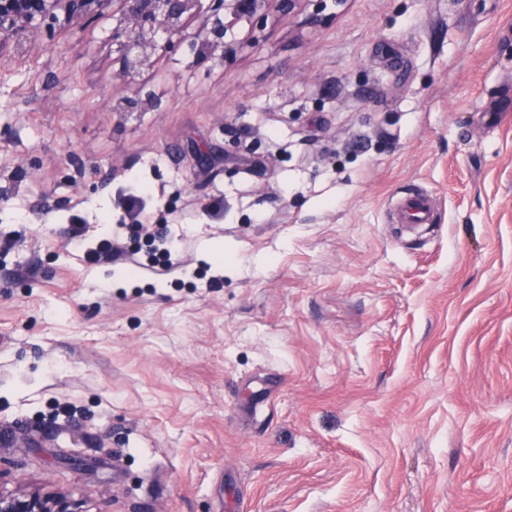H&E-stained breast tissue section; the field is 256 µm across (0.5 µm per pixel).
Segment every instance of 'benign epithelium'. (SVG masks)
<instances>
[{
    "label": "benign epithelium",
    "mask_w": 512,
    "mask_h": 512,
    "mask_svg": "<svg viewBox=\"0 0 512 512\" xmlns=\"http://www.w3.org/2000/svg\"><path fill=\"white\" fill-rule=\"evenodd\" d=\"M125 15L124 34L129 50L125 67L116 79L133 81L151 62L146 35L176 34L182 17L196 0H120ZM271 0H236L232 20L261 18ZM112 0H0V52L6 47L23 55L31 43L53 39L55 26H84L104 16ZM0 512H82L69 496L60 493L4 494Z\"/></svg>",
    "instance_id": "benign-epithelium-1"
}]
</instances>
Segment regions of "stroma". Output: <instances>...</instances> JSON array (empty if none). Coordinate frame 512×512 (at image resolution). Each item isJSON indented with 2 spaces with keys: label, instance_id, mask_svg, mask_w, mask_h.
Listing matches in <instances>:
<instances>
[{
  "label": "stroma",
  "instance_id": "35a3bbf8",
  "mask_svg": "<svg viewBox=\"0 0 512 512\" xmlns=\"http://www.w3.org/2000/svg\"><path fill=\"white\" fill-rule=\"evenodd\" d=\"M121 16L0 53V490L512 512V0H201L128 85ZM213 1H236L233 5L232 11L230 15L232 16L233 21H238L242 18H246L248 20L258 18V20L262 17L264 8L271 1L274 0H213ZM394 211L401 222L431 224L434 220L433 198L424 191H411L397 199Z\"/></svg>",
  "mask_w": 512,
  "mask_h": 512
}]
</instances>
